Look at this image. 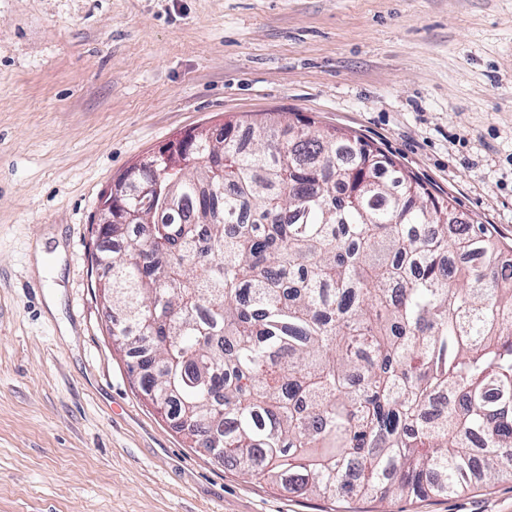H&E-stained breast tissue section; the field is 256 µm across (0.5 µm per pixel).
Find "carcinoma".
Masks as SVG:
<instances>
[{"mask_svg": "<svg viewBox=\"0 0 512 512\" xmlns=\"http://www.w3.org/2000/svg\"><path fill=\"white\" fill-rule=\"evenodd\" d=\"M223 155L222 173L207 159ZM177 209L96 225L112 342L157 408L252 478L321 498L451 496L512 475V265L358 136L225 125Z\"/></svg>", "mask_w": 512, "mask_h": 512, "instance_id": "obj_1", "label": "carcinoma"}]
</instances>
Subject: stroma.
Instances as JSON below:
<instances>
[{
  "instance_id": "1",
  "label": "stroma",
  "mask_w": 512,
  "mask_h": 512,
  "mask_svg": "<svg viewBox=\"0 0 512 512\" xmlns=\"http://www.w3.org/2000/svg\"><path fill=\"white\" fill-rule=\"evenodd\" d=\"M270 112L381 148L512 263V0H0V512H512L510 477L291 494L144 397L91 287L101 198L185 132Z\"/></svg>"
}]
</instances>
